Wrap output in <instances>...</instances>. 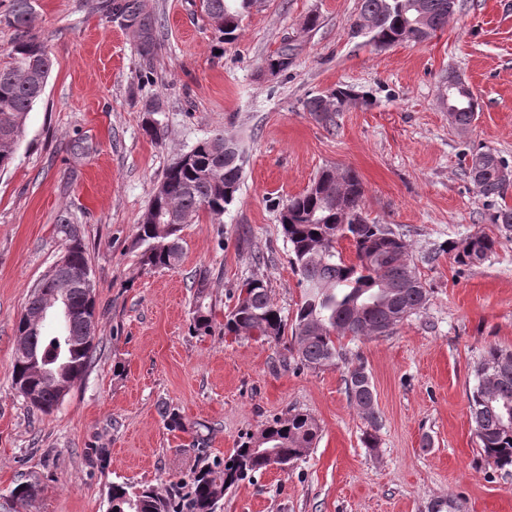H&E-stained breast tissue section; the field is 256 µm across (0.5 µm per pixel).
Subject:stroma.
Instances as JSON below:
<instances>
[{"label": "stroma", "mask_w": 512, "mask_h": 512, "mask_svg": "<svg viewBox=\"0 0 512 512\" xmlns=\"http://www.w3.org/2000/svg\"><path fill=\"white\" fill-rule=\"evenodd\" d=\"M146 2L161 20L148 59L99 0H30V33L53 66L0 171V512H107L112 484L165 488L202 455L227 457L292 410L316 419V448L240 481L217 512H512V472L484 461L469 409L482 353L512 351V236L477 267L446 251L448 241L493 232L488 206L512 208V188L489 202L468 174L487 149L512 164V0H460L432 39L383 49L351 33L359 0H260L230 43L194 0ZM289 37L301 50L288 70L262 71ZM452 71L480 103L463 133L448 119ZM343 85L361 100L330 130L304 103ZM150 105L164 141L146 131ZM217 130L245 158L234 203L220 220L203 213L184 226L177 267L142 271L132 240L157 183L177 152ZM329 166L360 175L365 217L403 233L428 293L393 334L341 341L370 373L375 429L349 400L344 365L314 371L283 345L224 333L249 278L294 316L302 292L280 212ZM63 216L93 269L97 346L45 415L14 389L12 361L31 289L63 250ZM203 269L215 325L196 336L191 282ZM166 405L209 426L207 452L167 429ZM372 430L374 450L363 442ZM34 479L39 494L14 503V486Z\"/></svg>", "instance_id": "stroma-1"}]
</instances>
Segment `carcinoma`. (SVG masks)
Masks as SVG:
<instances>
[{"label":"carcinoma","instance_id":"carcinoma-1","mask_svg":"<svg viewBox=\"0 0 512 512\" xmlns=\"http://www.w3.org/2000/svg\"><path fill=\"white\" fill-rule=\"evenodd\" d=\"M255 0H202L203 17L215 27L223 42L237 39L242 17ZM423 6L431 32L443 29L460 9V0H360L353 33H362L363 21L372 25L365 33L373 46L403 42H423L428 36L416 27L415 5ZM100 8L112 20L122 19L138 30V50L149 58L156 48L155 30L159 19L147 9L145 0H103ZM8 23L17 38L0 62V170L8 168L24 134L29 112L42 99L52 60L46 46L29 35V0H13ZM299 52L294 41L285 39L265 61V68L284 66ZM333 98L336 111H319L320 102ZM356 99L353 91L338 86L325 94L309 98L304 107L315 119L335 124L336 113ZM452 125L468 129L480 105L466 82L450 100ZM227 136L219 130L199 141L189 151L177 155L156 186L148 208L136 226L133 247L140 250V266L145 271L171 269L182 257V219L202 212L218 219L231 205L239 190L243 161L239 145L229 151ZM506 160L487 150L472 158L469 175L484 198L501 197L508 190L498 176ZM364 186L359 174L349 168L341 173L321 171L304 192L288 199L280 213V223L290 247V263L303 290L293 320L286 319L273 301L269 288L260 279L242 284L247 297L236 299L224 316V334L256 336L284 344L296 352L300 363L316 370L338 364L343 359L340 340L346 336H386L402 322L400 314L410 316L424 307L427 290L409 258V245L388 224L367 221L344 222L345 216L361 213ZM500 234L512 233V208L502 207L489 216ZM62 234L74 266L91 270L86 249L75 225L60 219ZM348 240L355 259L345 261L338 250ZM498 238L477 231L460 241L448 242L453 262L474 267L496 250ZM55 275L47 273L34 287L18 323L19 343L12 366L15 390L36 410L49 414L63 396L55 384L29 370L22 348L34 343L52 363H66L70 380L87 372L95 350L97 328L93 294L77 282L67 291L71 315L62 334H44L38 319L42 307L54 292ZM193 307L189 330L198 335L211 333L214 323L210 293V273L196 274L193 282ZM478 384L469 399L471 420L479 447L488 464L497 470H512V352L495 346L486 349L477 366ZM363 362L347 367L346 385L356 408L371 422H377L372 401L373 388ZM320 436L317 421L308 413L295 411L275 418L258 432L239 442L233 453L212 463L203 462L186 480L172 482L161 493L151 486L136 487L114 483L109 495V512H216L224 493L250 474L271 467V461L253 453L261 439L274 449L276 463L288 464L307 455ZM40 491L35 482L21 483L11 490L17 502L33 499Z\"/></svg>","mask_w":512,"mask_h":512}]
</instances>
